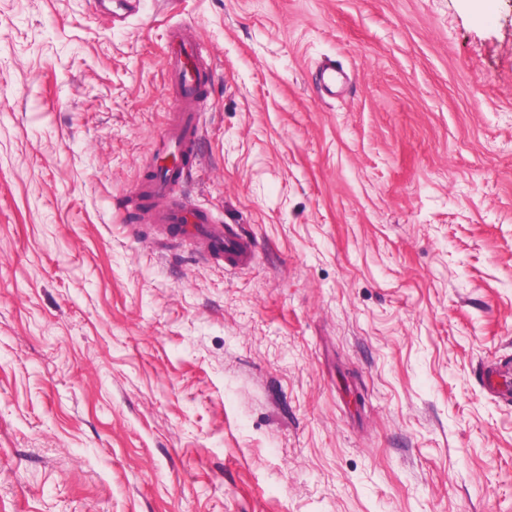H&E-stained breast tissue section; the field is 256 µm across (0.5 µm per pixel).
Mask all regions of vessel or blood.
<instances>
[{
  "label": "vessel or blood",
  "mask_w": 512,
  "mask_h": 512,
  "mask_svg": "<svg viewBox=\"0 0 512 512\" xmlns=\"http://www.w3.org/2000/svg\"><path fill=\"white\" fill-rule=\"evenodd\" d=\"M192 25L182 23L170 35L166 64L167 82L173 101L168 125L159 139V156L173 155L172 165L141 186L132 203L148 207L152 223L160 229L179 227L185 240L199 241L209 261L226 269L250 267L257 253L256 241L234 224H219L204 210L188 204L179 190L191 167L193 145L199 135L197 112L200 89L208 80L210 66L201 61ZM507 367L482 374V385L495 396L512 399Z\"/></svg>",
  "instance_id": "vessel-or-blood-1"
}]
</instances>
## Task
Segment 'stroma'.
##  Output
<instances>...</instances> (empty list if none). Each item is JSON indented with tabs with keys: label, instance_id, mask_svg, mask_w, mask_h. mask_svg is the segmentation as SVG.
Masks as SVG:
<instances>
[{
	"label": "stroma",
	"instance_id": "35a3bbf8",
	"mask_svg": "<svg viewBox=\"0 0 512 512\" xmlns=\"http://www.w3.org/2000/svg\"><path fill=\"white\" fill-rule=\"evenodd\" d=\"M119 9L0 0V512H512V0ZM182 22L243 270L125 207ZM507 374V365L486 370L482 374V385L495 396L510 401L512 386L507 380ZM501 378L503 381L500 380Z\"/></svg>",
	"mask_w": 512,
	"mask_h": 512
}]
</instances>
